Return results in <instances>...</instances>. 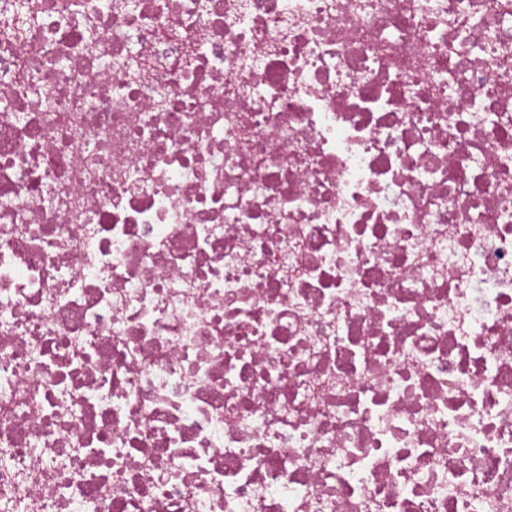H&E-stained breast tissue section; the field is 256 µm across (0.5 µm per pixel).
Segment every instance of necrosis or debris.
Masks as SVG:
<instances>
[{"label": "necrosis or debris", "mask_w": 512, "mask_h": 512, "mask_svg": "<svg viewBox=\"0 0 512 512\" xmlns=\"http://www.w3.org/2000/svg\"><path fill=\"white\" fill-rule=\"evenodd\" d=\"M0 512H512V0H0Z\"/></svg>", "instance_id": "4bbe7bcc"}]
</instances>
